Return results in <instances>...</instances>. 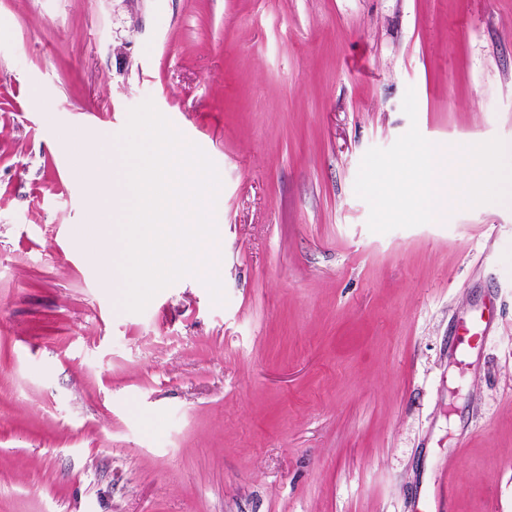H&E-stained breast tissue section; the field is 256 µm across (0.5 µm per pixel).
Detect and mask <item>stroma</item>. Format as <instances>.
Segmentation results:
<instances>
[{
  "instance_id": "stroma-1",
  "label": "stroma",
  "mask_w": 512,
  "mask_h": 512,
  "mask_svg": "<svg viewBox=\"0 0 512 512\" xmlns=\"http://www.w3.org/2000/svg\"><path fill=\"white\" fill-rule=\"evenodd\" d=\"M148 99L218 169L222 304L74 245ZM413 125L512 162V0H0V512H512V202L371 232Z\"/></svg>"
}]
</instances>
